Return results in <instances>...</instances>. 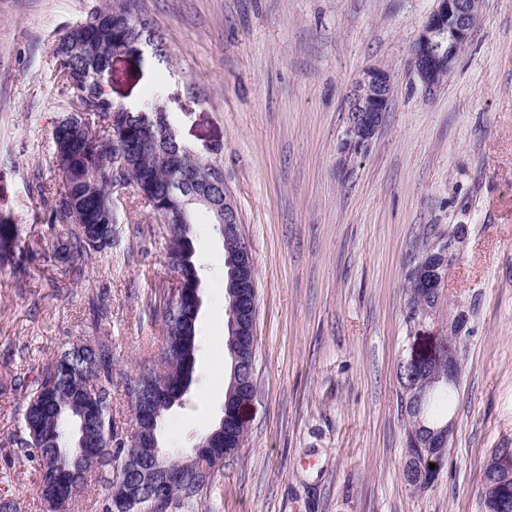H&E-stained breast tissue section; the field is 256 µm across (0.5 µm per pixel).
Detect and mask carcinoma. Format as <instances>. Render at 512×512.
Listing matches in <instances>:
<instances>
[{
    "label": "carcinoma",
    "instance_id": "1",
    "mask_svg": "<svg viewBox=\"0 0 512 512\" xmlns=\"http://www.w3.org/2000/svg\"><path fill=\"white\" fill-rule=\"evenodd\" d=\"M135 15L136 0H104L103 5L88 13L56 43L53 57L58 82L66 94L67 105L82 109L86 123L70 157L68 175L46 220L50 235L43 239V246L26 249L22 247L19 225L0 218V266L20 271L25 262L39 259L79 275L92 255L112 248L113 224L117 223L114 192L133 188L149 198V206L156 215L169 207L170 170L166 154L180 151L181 144L159 147L133 130H123V124L115 117V106L103 90L112 48L126 34L124 28L112 27V21L130 23ZM119 135L126 136L138 160L134 182L122 176L112 157V142ZM75 198L82 199L85 205L78 218L69 207V200ZM196 217L197 210L193 209L189 211L190 223L173 224L166 229L167 239L171 240L167 252L175 257L186 277L199 270L192 240ZM438 305L436 297L409 300L406 321L414 322L418 314L435 313ZM159 307L165 343L157 355V363L148 362L120 381L130 404L142 388L156 390L164 384L178 405L193 382L197 328H192L189 338H184L191 305L178 300V295L170 289L159 301ZM449 332L454 337L462 367L471 335L458 334L454 326ZM185 339L190 347L187 358L184 357ZM406 381L412 391L421 395L420 407L416 408L405 395V385H400L406 433H415L419 440V446L406 449V462L423 467L425 472V482L415 487L418 491L429 488L438 478V473L427 469V459L432 453L427 429L451 420L449 415L433 416L432 410L450 407L461 385L449 382L443 367L432 364L413 368ZM114 429L112 345L79 341L56 356L26 387L21 426L11 435L10 443L17 455L36 463L41 501L54 509L57 505L53 501H60L62 512H68L72 503L74 483L85 488L93 481L104 487L101 512H107L113 493L122 489L129 490L136 504L128 512H168L173 506L192 509L217 476L215 470L194 471L186 484L156 496L148 482L130 487L127 462L137 458L141 448H112ZM82 436L89 440L90 447L97 449L98 456L91 462H84L75 454L74 448Z\"/></svg>",
    "mask_w": 512,
    "mask_h": 512
}]
</instances>
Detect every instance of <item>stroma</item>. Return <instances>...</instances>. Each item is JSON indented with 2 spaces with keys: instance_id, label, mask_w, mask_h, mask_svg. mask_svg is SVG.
<instances>
[{
  "instance_id": "obj_1",
  "label": "stroma",
  "mask_w": 512,
  "mask_h": 512,
  "mask_svg": "<svg viewBox=\"0 0 512 512\" xmlns=\"http://www.w3.org/2000/svg\"><path fill=\"white\" fill-rule=\"evenodd\" d=\"M98 0H0V212L25 244L45 235L63 176L51 131L67 112L53 45ZM435 0H139L164 50L113 57L114 104L160 96L181 144L220 168L257 283L255 393L242 447L193 512H479L483 467L512 448V0H482L435 91L413 48ZM372 66L393 94L360 153L348 97ZM112 247L80 277L0 268V504L45 512L35 463L15 457L16 379L79 339L112 342V378L153 360L154 302L175 275L165 226L132 190L113 194ZM139 223H131L132 213ZM465 224L447 286L475 304L465 376L437 481L405 482L397 367L434 349L435 323L406 324L407 278L424 231ZM206 274L195 381L164 416L161 445L189 456L223 412L224 241L199 211ZM103 300L92 322V301Z\"/></svg>"
}]
</instances>
